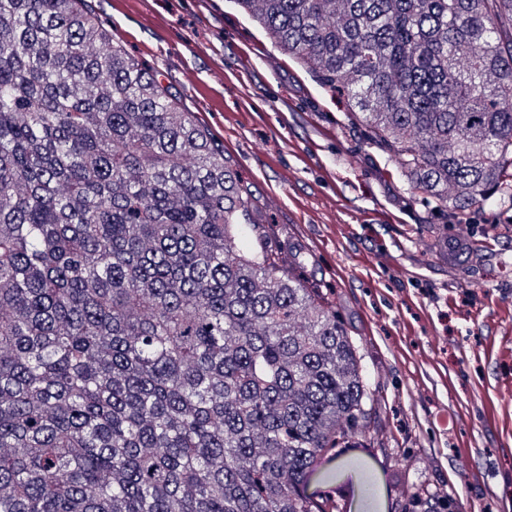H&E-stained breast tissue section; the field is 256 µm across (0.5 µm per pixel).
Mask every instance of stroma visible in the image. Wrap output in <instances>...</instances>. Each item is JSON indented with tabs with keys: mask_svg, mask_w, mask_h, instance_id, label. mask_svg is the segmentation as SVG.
<instances>
[{
	"mask_svg": "<svg viewBox=\"0 0 512 512\" xmlns=\"http://www.w3.org/2000/svg\"><path fill=\"white\" fill-rule=\"evenodd\" d=\"M92 3L226 142L228 165L285 249L311 253L302 273L359 349L371 415L346 437L351 469L322 492L353 512H405L421 494L459 512H512V203L443 225L402 181L397 157L350 119L348 99L233 0H210L204 15L196 0ZM443 228L463 238V262L434 253Z\"/></svg>",
	"mask_w": 512,
	"mask_h": 512,
	"instance_id": "35a3bbf8",
	"label": "stroma"
}]
</instances>
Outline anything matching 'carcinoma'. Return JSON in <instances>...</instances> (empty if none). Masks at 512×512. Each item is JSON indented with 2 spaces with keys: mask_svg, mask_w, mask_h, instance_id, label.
Returning <instances> with one entry per match:
<instances>
[{
  "mask_svg": "<svg viewBox=\"0 0 512 512\" xmlns=\"http://www.w3.org/2000/svg\"><path fill=\"white\" fill-rule=\"evenodd\" d=\"M235 3L441 219L512 190V0ZM258 209L91 0H0V512H334L361 359Z\"/></svg>",
  "mask_w": 512,
  "mask_h": 512,
  "instance_id": "cac0c4a2",
  "label": "carcinoma"
}]
</instances>
